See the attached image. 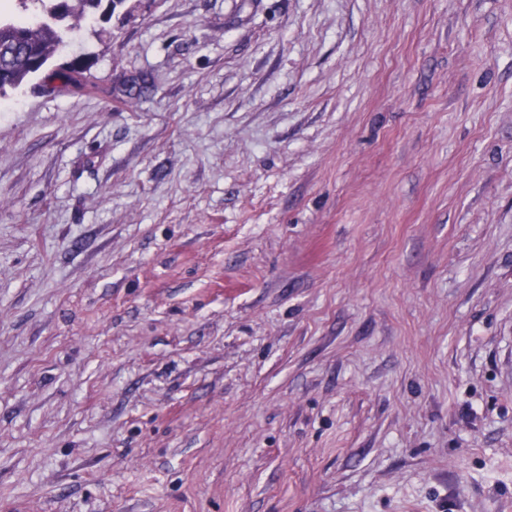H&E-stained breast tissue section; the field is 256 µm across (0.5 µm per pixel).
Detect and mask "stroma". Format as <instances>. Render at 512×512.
<instances>
[{
    "mask_svg": "<svg viewBox=\"0 0 512 512\" xmlns=\"http://www.w3.org/2000/svg\"><path fill=\"white\" fill-rule=\"evenodd\" d=\"M0 101V512H512V0H124Z\"/></svg>",
    "mask_w": 512,
    "mask_h": 512,
    "instance_id": "obj_1",
    "label": "stroma"
}]
</instances>
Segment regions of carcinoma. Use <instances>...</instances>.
<instances>
[{"label": "carcinoma", "instance_id": "carcinoma-1", "mask_svg": "<svg viewBox=\"0 0 512 512\" xmlns=\"http://www.w3.org/2000/svg\"><path fill=\"white\" fill-rule=\"evenodd\" d=\"M124 0H9L0 9V97L42 77L46 91H89L84 63L76 58L53 64L56 54L68 46L80 20L97 12L112 15Z\"/></svg>", "mask_w": 512, "mask_h": 512}]
</instances>
